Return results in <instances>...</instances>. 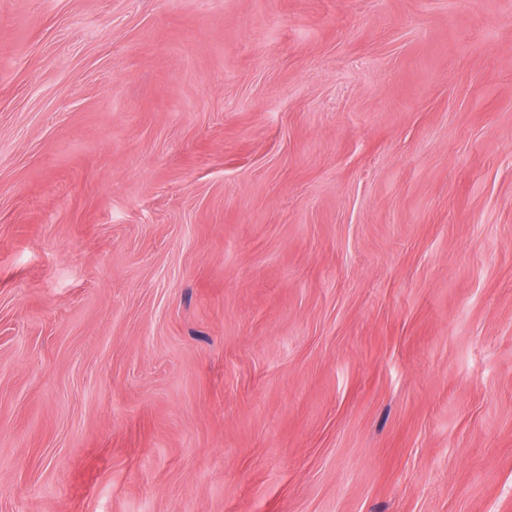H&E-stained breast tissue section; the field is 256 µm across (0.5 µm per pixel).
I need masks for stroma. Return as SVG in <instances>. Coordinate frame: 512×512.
<instances>
[{
	"instance_id": "1",
	"label": "stroma",
	"mask_w": 512,
	"mask_h": 512,
	"mask_svg": "<svg viewBox=\"0 0 512 512\" xmlns=\"http://www.w3.org/2000/svg\"><path fill=\"white\" fill-rule=\"evenodd\" d=\"M0 512H512V0H0Z\"/></svg>"
}]
</instances>
